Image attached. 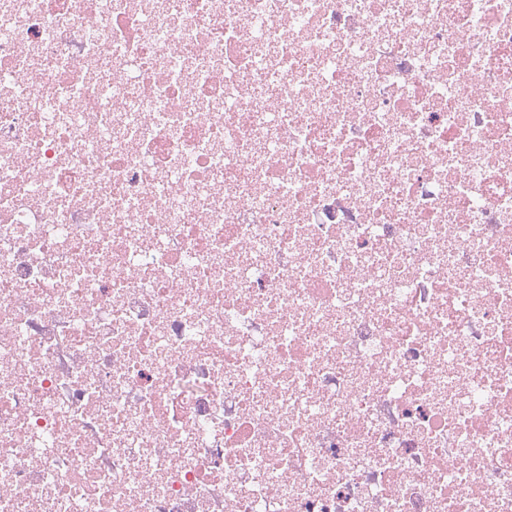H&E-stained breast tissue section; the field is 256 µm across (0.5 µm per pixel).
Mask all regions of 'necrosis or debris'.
I'll return each mask as SVG.
<instances>
[{
	"mask_svg": "<svg viewBox=\"0 0 512 512\" xmlns=\"http://www.w3.org/2000/svg\"><path fill=\"white\" fill-rule=\"evenodd\" d=\"M0 512H512V0H0Z\"/></svg>",
	"mask_w": 512,
	"mask_h": 512,
	"instance_id": "1",
	"label": "necrosis or debris"
}]
</instances>
